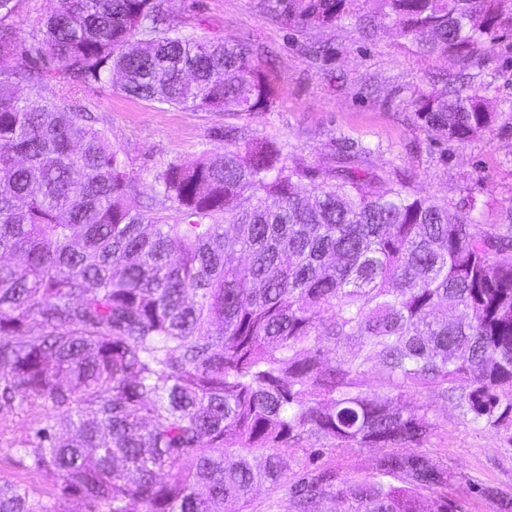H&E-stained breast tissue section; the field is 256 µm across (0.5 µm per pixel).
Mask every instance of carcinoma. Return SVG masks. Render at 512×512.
Segmentation results:
<instances>
[{
  "label": "carcinoma",
  "mask_w": 512,
  "mask_h": 512,
  "mask_svg": "<svg viewBox=\"0 0 512 512\" xmlns=\"http://www.w3.org/2000/svg\"><path fill=\"white\" fill-rule=\"evenodd\" d=\"M167 3L56 0L20 43L18 0H0V409L38 411L4 456L55 477L46 495L0 480V512H238L262 485L284 491L283 512H464L424 451L430 405L408 399L426 392L481 429L512 412V261L498 260L512 224L478 233L349 154L318 171L239 135L168 163L140 211L125 161L68 92L117 79L182 109L273 103L250 43L198 38ZM351 3L258 6L308 29ZM364 4L365 28L387 19L425 53H463L464 83L418 100L420 127L458 143L486 130L484 64L512 34V0ZM311 437L384 452L369 478L288 476L284 457Z\"/></svg>",
  "instance_id": "1"
}]
</instances>
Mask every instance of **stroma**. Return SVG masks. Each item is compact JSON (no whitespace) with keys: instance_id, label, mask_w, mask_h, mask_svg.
Wrapping results in <instances>:
<instances>
[{"instance_id":"stroma-1","label":"stroma","mask_w":512,"mask_h":512,"mask_svg":"<svg viewBox=\"0 0 512 512\" xmlns=\"http://www.w3.org/2000/svg\"><path fill=\"white\" fill-rule=\"evenodd\" d=\"M169 9L196 36L251 42L273 104L265 112L190 111L128 98L116 83L76 90L73 111L106 130L126 161L138 205L154 195L156 171L223 149L225 130L235 128L315 169L336 167L343 151L359 152L362 169L385 182L406 180L412 191L447 203L450 211H472L477 228L512 224V38L500 43L487 67L489 95L498 104L490 128L458 144L419 127L415 104L420 94L455 79L459 59L424 53L391 25L372 36L351 19L300 32L267 18L258 0H170ZM426 402L441 425L429 451L448 467L449 496L465 512H499L500 501H512V418L496 429H478L427 394L409 405ZM380 454L350 448L319 462L368 478Z\"/></svg>"}]
</instances>
